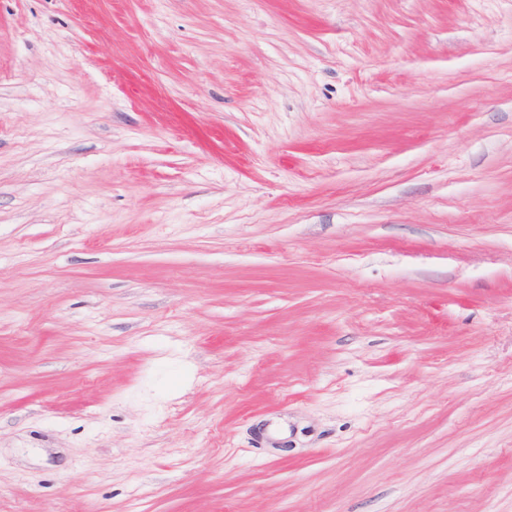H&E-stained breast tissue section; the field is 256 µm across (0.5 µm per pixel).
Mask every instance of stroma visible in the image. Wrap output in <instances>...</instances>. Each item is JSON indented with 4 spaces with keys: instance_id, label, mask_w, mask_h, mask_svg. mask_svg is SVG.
<instances>
[{
    "instance_id": "35a3bbf8",
    "label": "stroma",
    "mask_w": 512,
    "mask_h": 512,
    "mask_svg": "<svg viewBox=\"0 0 512 512\" xmlns=\"http://www.w3.org/2000/svg\"><path fill=\"white\" fill-rule=\"evenodd\" d=\"M0 512H512V0H0Z\"/></svg>"
}]
</instances>
